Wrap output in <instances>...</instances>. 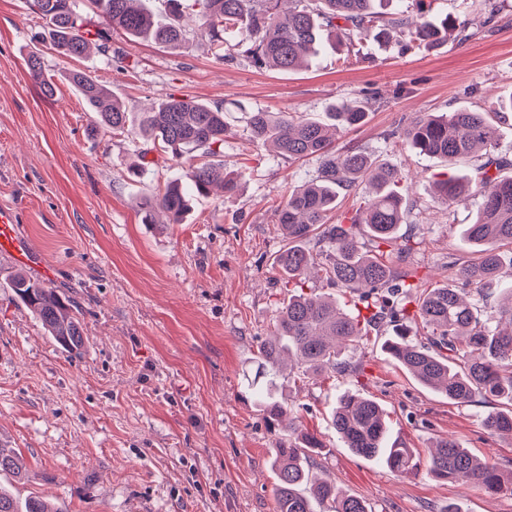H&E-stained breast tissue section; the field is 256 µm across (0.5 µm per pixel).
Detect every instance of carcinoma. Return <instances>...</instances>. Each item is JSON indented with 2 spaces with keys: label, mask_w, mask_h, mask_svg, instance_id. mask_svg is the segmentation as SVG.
Returning a JSON list of instances; mask_svg holds the SVG:
<instances>
[{
  "label": "carcinoma",
  "mask_w": 512,
  "mask_h": 512,
  "mask_svg": "<svg viewBox=\"0 0 512 512\" xmlns=\"http://www.w3.org/2000/svg\"><path fill=\"white\" fill-rule=\"evenodd\" d=\"M170 20L158 21L141 0H89L106 25L124 30L133 38L178 47L184 41L182 19L199 22L201 33L224 55L231 48L224 32L240 37L251 62L259 68L281 72L309 65L330 40L351 50L370 32L386 38L393 31L409 32L412 48H438L450 33L463 27L450 17L437 18L420 9L411 22L404 12H382L391 0H168ZM32 7L46 20L53 47L67 57H81L98 43L109 47L102 32L84 28L76 0H33ZM69 80L97 113L94 130L114 134L135 132L178 158L201 152L214 155L224 146L229 128L224 110L203 103L170 97L141 115L132 125L123 103L82 71ZM329 122L295 119L282 112L249 111L247 126L259 144L283 157L315 156L321 160L317 179L288 193L276 214V224L287 241L275 263L289 289L288 300L278 309L274 331L260 345L254 376H245L257 404L272 421L287 417L279 396L278 379L283 358L297 369V380L321 373L344 374L350 364L344 351L356 350L392 322L394 336L385 343L391 361L421 386L458 403L479 402L508 405L484 418L492 433L512 434V176L500 175L509 160L499 156L495 128L487 113L459 109L448 114H424L402 129V144L418 153L440 159L453 168L461 160L475 159L477 183L470 186L448 171L435 181L437 192L448 202L471 195L481 197L473 223L463 233L476 248L478 258L459 267L450 283L426 288L416 269L407 265L415 248L411 236L399 234L407 209L402 190L408 176L398 168L378 164L365 152L352 149L343 156L330 151L336 132L365 123L368 111L363 101H347L328 112ZM186 185L172 184L165 192L141 204V221L155 223V211L163 210L172 224L183 219L190 194L206 195L215 185L233 194L238 181L224 166L208 162L192 164L185 173ZM369 186V195L347 224H328L336 208L337 191L355 192ZM320 266L323 279L350 296L353 309L310 288L303 275ZM12 288L60 348L78 356L84 346V329L77 306L53 290L20 273ZM499 291V318L507 327L481 319L477 304ZM426 331V341L409 340L412 327ZM332 425L342 447L380 460L393 473L415 474L421 462L414 451L388 445L384 409L374 400L347 393L332 414ZM326 444L288 417V432L272 450L270 464L275 476L274 512H316L315 505L328 504V512H370L360 498L342 494L331 480L311 478L309 453ZM427 472L438 479L476 486L496 495L512 492L500 465L480 460L453 438L437 441L429 451ZM19 481L28 475L19 470L12 448L0 447V474ZM0 512H60L50 510L37 497L19 506L0 488Z\"/></svg>",
  "instance_id": "obj_1"
}]
</instances>
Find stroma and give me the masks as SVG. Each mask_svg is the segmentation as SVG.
<instances>
[{"label":"stroma","mask_w":512,"mask_h":512,"mask_svg":"<svg viewBox=\"0 0 512 512\" xmlns=\"http://www.w3.org/2000/svg\"><path fill=\"white\" fill-rule=\"evenodd\" d=\"M431 14L465 21L468 39L434 51L367 37L358 53L333 46L308 70L278 72L220 57L191 26L166 48L107 30L111 53L60 54L27 0H0V205L18 208L33 249L56 269L47 288L81 305L80 356L61 350L10 286L0 261V446L15 449L29 479L0 475L17 500L42 496L62 512H274L268 459L281 434L244 384L288 298L275 257L285 244L275 213L289 190L315 178L317 158L274 155L246 130L245 110L325 118L373 92L366 123L337 135L334 153L357 146L411 180L402 233L427 286L448 283L474 250L463 238L478 197L444 203V168L404 149L393 133L421 112L493 111L512 98V0H426ZM39 52L45 94L26 60ZM82 70L127 111L168 97L223 108L232 127L214 163L239 189L195 196L181 223L145 224V199L183 181L176 159L139 136L90 135L96 115L69 84ZM383 337L352 351L356 372L318 374L283 389L287 406L327 448L313 476L365 500L372 512H512V494L402 477L342 448L331 412L345 393L376 400L393 442L426 455L456 438L477 458L512 472V437L483 423L487 405L460 404L394 367Z\"/></svg>","instance_id":"obj_1"}]
</instances>
